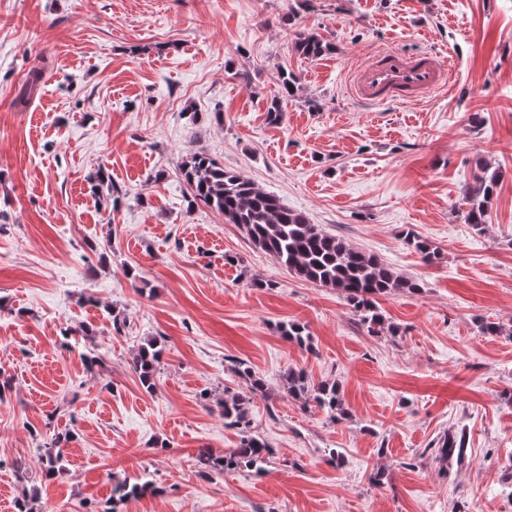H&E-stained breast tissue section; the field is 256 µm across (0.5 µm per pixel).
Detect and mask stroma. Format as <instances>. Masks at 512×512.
<instances>
[{
    "mask_svg": "<svg viewBox=\"0 0 512 512\" xmlns=\"http://www.w3.org/2000/svg\"><path fill=\"white\" fill-rule=\"evenodd\" d=\"M299 30L334 53L299 57ZM382 48L452 57L454 80L362 103L351 73ZM285 69L299 91L272 124ZM35 70L42 91L19 104ZM197 151L421 292L379 298L388 328L368 333L335 289L191 204L180 165ZM481 164L499 184L478 230ZM101 166L117 206L90 191ZM82 324L93 337L64 348ZM152 338L149 392L132 357ZM291 368L338 382L348 418L288 396ZM0 377V512L26 488L35 512H104L123 479L148 489L122 512H512V0H0ZM228 392L273 450L263 473L197 462L238 445ZM66 428L67 472L46 479L40 450ZM447 433L466 452L444 463ZM401 234L404 235V241L408 247L418 253L423 262L431 264L439 259L438 250L412 230H403Z\"/></svg>",
    "mask_w": 512,
    "mask_h": 512,
    "instance_id": "obj_1",
    "label": "stroma"
}]
</instances>
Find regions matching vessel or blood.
Wrapping results in <instances>:
<instances>
[{"instance_id":"1","label":"vessel or blood","mask_w":512,"mask_h":512,"mask_svg":"<svg viewBox=\"0 0 512 512\" xmlns=\"http://www.w3.org/2000/svg\"><path fill=\"white\" fill-rule=\"evenodd\" d=\"M450 79V70L432 53L401 54L387 49L376 52L360 71L352 92L368 103H407L447 86Z\"/></svg>"}]
</instances>
